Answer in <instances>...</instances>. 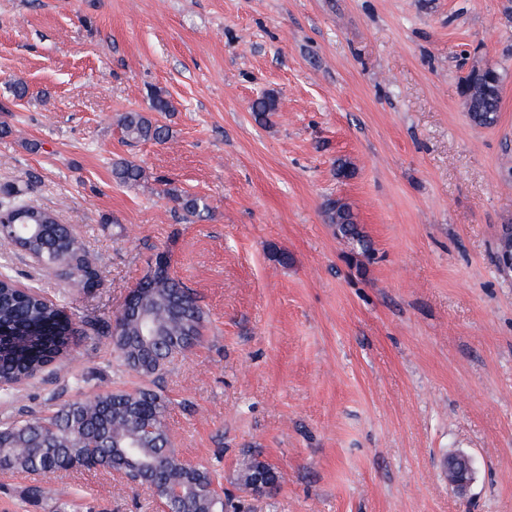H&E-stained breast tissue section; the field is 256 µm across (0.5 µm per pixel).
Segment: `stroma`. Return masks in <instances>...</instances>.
<instances>
[{
	"mask_svg": "<svg viewBox=\"0 0 512 512\" xmlns=\"http://www.w3.org/2000/svg\"><path fill=\"white\" fill-rule=\"evenodd\" d=\"M489 67L500 111L479 127L461 86ZM157 91L168 139L127 141L124 113ZM1 123L0 188L71 225L102 283L83 292L4 244L0 272L108 319L168 253L205 336L154 389L176 453L245 512H512V0H0ZM120 158L139 184L113 180ZM170 188L209 216L183 220ZM330 199L370 255L337 237ZM142 383L83 337L0 394V421ZM457 452L476 470L464 497L442 469ZM247 458L276 468V492L238 490ZM35 481L0 475V512H159L107 470L52 477L39 506ZM144 176L142 167L132 160L122 158L112 163V177L119 184L132 186L139 183ZM325 213L327 222L335 224L337 235L355 242L363 255L370 252V241L360 225L357 224L356 217L347 204L339 200H328L325 204Z\"/></svg>",
	"mask_w": 512,
	"mask_h": 512,
	"instance_id": "1",
	"label": "stroma"
}]
</instances>
